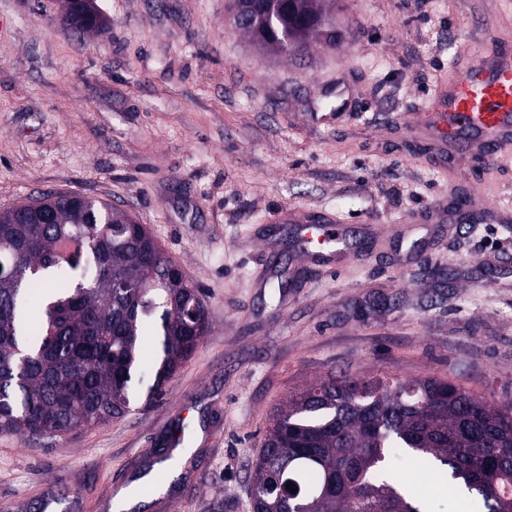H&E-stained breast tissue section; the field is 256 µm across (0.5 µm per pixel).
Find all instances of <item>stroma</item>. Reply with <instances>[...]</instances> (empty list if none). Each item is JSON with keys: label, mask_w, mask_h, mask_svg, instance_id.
I'll return each instance as SVG.
<instances>
[{"label": "stroma", "mask_w": 512, "mask_h": 512, "mask_svg": "<svg viewBox=\"0 0 512 512\" xmlns=\"http://www.w3.org/2000/svg\"><path fill=\"white\" fill-rule=\"evenodd\" d=\"M98 3L107 34L80 36L54 0H0V210L72 192L130 212L198 284L211 331L157 404L61 437L0 434V512L51 490L113 512L132 489L129 512H251L270 415L328 376H431L512 399V223L392 232L481 189L480 168L416 151L395 122L512 7L338 0L342 45L290 60L235 30L229 0ZM322 81L350 87L345 121H309ZM297 206L356 226L358 256L255 287L265 241L291 263L276 217ZM181 411L194 445L160 480L153 450ZM394 473L433 512H465L437 494L443 474L411 461Z\"/></svg>", "instance_id": "1"}]
</instances>
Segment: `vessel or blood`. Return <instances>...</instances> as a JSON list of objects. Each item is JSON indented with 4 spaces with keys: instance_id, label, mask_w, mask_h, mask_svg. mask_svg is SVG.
I'll list each match as a JSON object with an SVG mask.
<instances>
[{
    "instance_id": "vessel-or-blood-1",
    "label": "vessel or blood",
    "mask_w": 512,
    "mask_h": 512,
    "mask_svg": "<svg viewBox=\"0 0 512 512\" xmlns=\"http://www.w3.org/2000/svg\"><path fill=\"white\" fill-rule=\"evenodd\" d=\"M460 65L440 82L428 106L409 114L410 136L443 157L465 153L489 166L512 161V31H503L475 52L460 53ZM348 89L338 84L320 88L313 99L317 112L314 124H329L345 115ZM471 211H460L456 203L439 207L437 223L478 222L487 218L495 224L512 222V210L488 206L482 196L471 194ZM283 223L292 226L301 256L323 246L326 266L346 263L358 243L347 225L326 212L289 208Z\"/></svg>"
}]
</instances>
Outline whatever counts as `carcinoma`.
Segmentation results:
<instances>
[{"label":"carcinoma","instance_id":"cac0c4a2","mask_svg":"<svg viewBox=\"0 0 512 512\" xmlns=\"http://www.w3.org/2000/svg\"><path fill=\"white\" fill-rule=\"evenodd\" d=\"M237 2L249 18L240 32L263 50L336 46V0ZM61 8L81 34L108 26L96 7ZM3 215L0 433L58 437L120 419L137 398L160 401L210 328L196 283L145 225L108 202L50 194ZM402 455L446 469L482 512H512V402L390 376L328 377L278 408L249 475L255 508L427 512L388 479Z\"/></svg>","mask_w":512,"mask_h":512}]
</instances>
